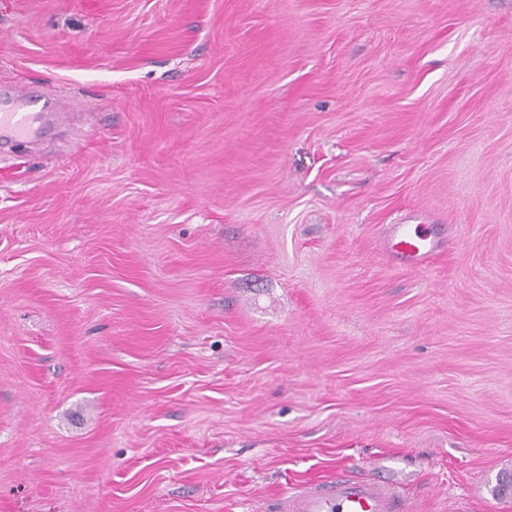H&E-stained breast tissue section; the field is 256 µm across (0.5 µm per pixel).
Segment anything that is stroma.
Instances as JSON below:
<instances>
[{
  "label": "stroma",
  "mask_w": 512,
  "mask_h": 512,
  "mask_svg": "<svg viewBox=\"0 0 512 512\" xmlns=\"http://www.w3.org/2000/svg\"><path fill=\"white\" fill-rule=\"evenodd\" d=\"M21 85L78 116L0 152V512H512V0H0ZM387 244L405 268H418L428 261L435 245L423 228L417 224H391ZM276 512H415V504L395 486L345 471L327 480L303 483L275 505Z\"/></svg>",
  "instance_id": "stroma-1"
}]
</instances>
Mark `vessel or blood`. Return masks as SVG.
I'll return each instance as SVG.
<instances>
[{
	"label": "vessel or blood",
	"mask_w": 512,
	"mask_h": 512,
	"mask_svg": "<svg viewBox=\"0 0 512 512\" xmlns=\"http://www.w3.org/2000/svg\"><path fill=\"white\" fill-rule=\"evenodd\" d=\"M46 111V106L24 91L0 102V144L37 137ZM387 243L410 269L426 263L435 250L428 233L418 225H391ZM275 512H416V508L388 482L340 471L330 479L297 486L277 501Z\"/></svg>",
	"instance_id": "b4317fda"
}]
</instances>
